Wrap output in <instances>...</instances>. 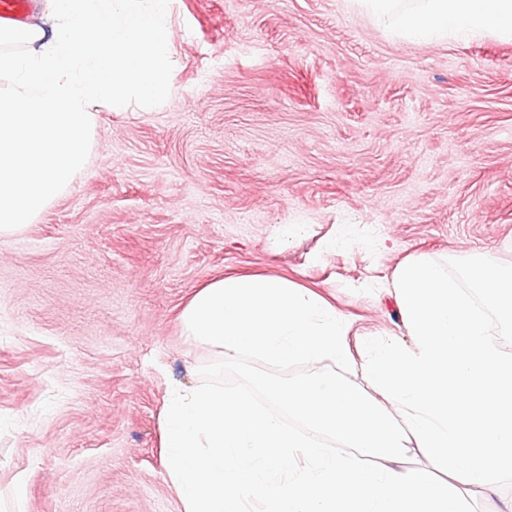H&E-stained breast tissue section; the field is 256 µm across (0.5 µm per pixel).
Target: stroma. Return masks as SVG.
Segmentation results:
<instances>
[{"label":"stroma","instance_id":"obj_1","mask_svg":"<svg viewBox=\"0 0 512 512\" xmlns=\"http://www.w3.org/2000/svg\"><path fill=\"white\" fill-rule=\"evenodd\" d=\"M171 41L168 99L99 108L86 167L0 238V490L25 512H182L159 422L213 360L177 316L214 277L288 276L356 348L408 341L405 259L512 264V41L395 40L347 0H174Z\"/></svg>","mask_w":512,"mask_h":512}]
</instances>
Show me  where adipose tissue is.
Listing matches in <instances>:
<instances>
[{
	"label": "adipose tissue",
	"mask_w": 512,
	"mask_h": 512,
	"mask_svg": "<svg viewBox=\"0 0 512 512\" xmlns=\"http://www.w3.org/2000/svg\"><path fill=\"white\" fill-rule=\"evenodd\" d=\"M392 35L419 43L495 34L512 39V0H349ZM184 336L220 360L252 353L285 367L351 362L349 327L313 291L263 274H225L199 287L181 310Z\"/></svg>",
	"instance_id": "adipose-tissue-1"
}]
</instances>
